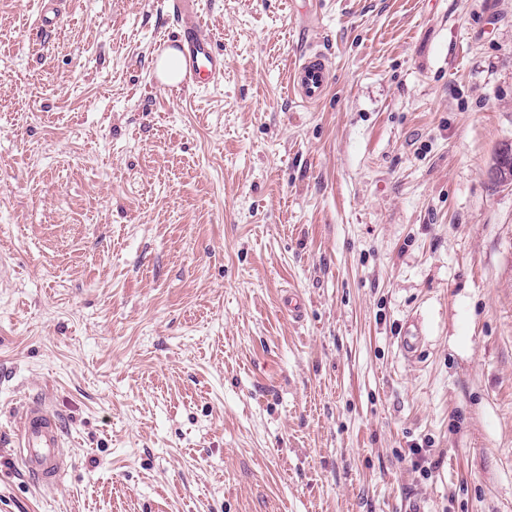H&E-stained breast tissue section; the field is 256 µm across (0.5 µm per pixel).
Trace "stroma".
Wrapping results in <instances>:
<instances>
[{
    "mask_svg": "<svg viewBox=\"0 0 512 512\" xmlns=\"http://www.w3.org/2000/svg\"><path fill=\"white\" fill-rule=\"evenodd\" d=\"M197 8L180 93L171 0H0V512H512V0ZM172 9L182 24L177 37L181 55L167 52L158 63V72L164 80H173L181 68V80L172 91L188 86L204 88L224 75V53L216 47L210 30L194 11L193 0H172ZM330 74L329 55L311 48L299 57L290 70V91L299 96L303 103L319 102L327 92ZM62 425L45 399L28 403L19 417L14 448L29 478L38 487L53 486L72 464Z\"/></svg>",
    "mask_w": 512,
    "mask_h": 512,
    "instance_id": "1",
    "label": "stroma"
}]
</instances>
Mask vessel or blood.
Instances as JSON below:
<instances>
[{"label": "vessel or blood", "instance_id": "b4317fda", "mask_svg": "<svg viewBox=\"0 0 512 512\" xmlns=\"http://www.w3.org/2000/svg\"><path fill=\"white\" fill-rule=\"evenodd\" d=\"M172 9L182 24L178 37L182 56L180 87L202 88L215 82L224 74V54L194 11L193 0H172ZM330 74L329 55L309 49L291 68L289 88L303 103L319 102L327 92ZM14 446L29 478L39 487L58 484L72 464L60 419L41 398L28 403L22 411Z\"/></svg>", "mask_w": 512, "mask_h": 512}]
</instances>
